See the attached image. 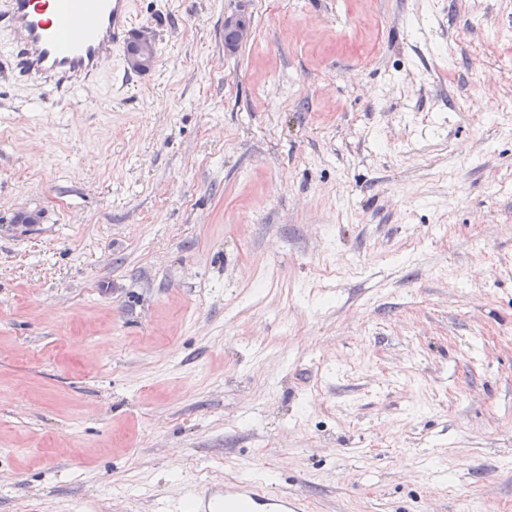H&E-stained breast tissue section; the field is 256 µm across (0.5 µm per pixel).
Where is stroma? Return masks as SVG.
I'll return each mask as SVG.
<instances>
[{
  "label": "stroma",
  "mask_w": 512,
  "mask_h": 512,
  "mask_svg": "<svg viewBox=\"0 0 512 512\" xmlns=\"http://www.w3.org/2000/svg\"><path fill=\"white\" fill-rule=\"evenodd\" d=\"M135 2L61 100L0 27V512H512V0ZM224 33L229 37L224 40L225 49L235 51L251 37L250 25L241 17L231 15L224 18ZM156 47L150 35L141 34L131 42L126 51V65L128 70L143 72L152 67L155 61ZM304 499L276 492L254 479L239 480L230 491L222 484L190 487L164 512H303Z\"/></svg>",
  "instance_id": "stroma-1"
}]
</instances>
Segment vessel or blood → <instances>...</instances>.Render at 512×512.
<instances>
[{"mask_svg": "<svg viewBox=\"0 0 512 512\" xmlns=\"http://www.w3.org/2000/svg\"><path fill=\"white\" fill-rule=\"evenodd\" d=\"M19 69L47 97L88 87L112 67L133 29V0H0ZM83 28L72 38L68 27ZM166 512H304L301 497L243 479L232 490L190 487Z\"/></svg>", "mask_w": 512, "mask_h": 512, "instance_id": "obj_1", "label": "vessel or blood"}]
</instances>
